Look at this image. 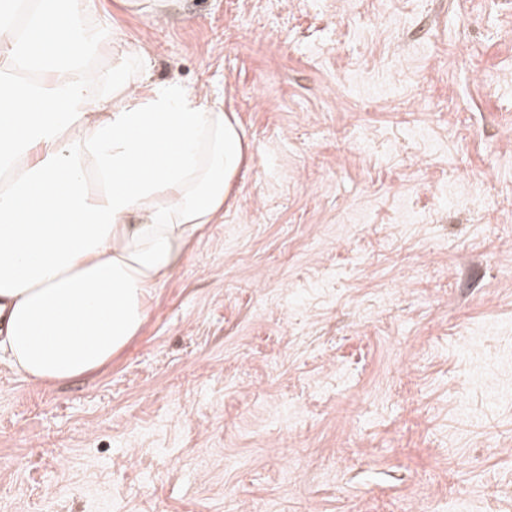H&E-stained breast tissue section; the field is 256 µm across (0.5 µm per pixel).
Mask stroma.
<instances>
[{
  "label": "stroma",
  "mask_w": 512,
  "mask_h": 512,
  "mask_svg": "<svg viewBox=\"0 0 512 512\" xmlns=\"http://www.w3.org/2000/svg\"><path fill=\"white\" fill-rule=\"evenodd\" d=\"M246 148L110 364L0 363V512H512V0H100Z\"/></svg>",
  "instance_id": "stroma-1"
}]
</instances>
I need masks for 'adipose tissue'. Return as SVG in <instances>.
Listing matches in <instances>:
<instances>
[{
  "label": "adipose tissue",
  "mask_w": 512,
  "mask_h": 512,
  "mask_svg": "<svg viewBox=\"0 0 512 512\" xmlns=\"http://www.w3.org/2000/svg\"><path fill=\"white\" fill-rule=\"evenodd\" d=\"M244 158L221 102L151 82L99 0H0V359L40 383L109 363Z\"/></svg>",
  "instance_id": "adipose-tissue-1"
}]
</instances>
